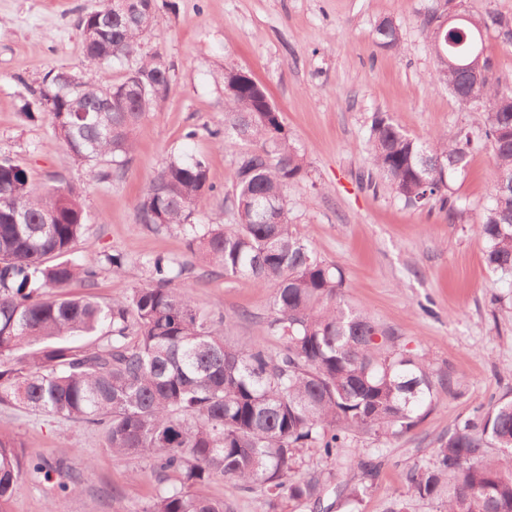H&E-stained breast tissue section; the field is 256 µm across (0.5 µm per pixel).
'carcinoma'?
Listing matches in <instances>:
<instances>
[{
    "label": "carcinoma",
    "mask_w": 512,
    "mask_h": 512,
    "mask_svg": "<svg viewBox=\"0 0 512 512\" xmlns=\"http://www.w3.org/2000/svg\"><path fill=\"white\" fill-rule=\"evenodd\" d=\"M156 0H112L79 18L84 67L74 90L48 71L27 89L25 119L43 115L72 154L87 162L112 157L122 170L134 151L132 133L164 100L170 75L157 54H141ZM439 7L421 25L435 57L468 51L463 34L512 29L495 11L470 15L465 33H437ZM377 45L399 47L393 22L376 28ZM133 60L118 82L96 78L101 66ZM477 89L452 67L434 79L467 110L485 115L474 140L407 135L386 113L372 117L370 151L378 175L413 207L431 203L451 223L468 209L451 187L470 154L489 149L494 168L490 205L475 224L486 262L512 278V88L494 78L490 56ZM137 82L139 96L126 87ZM108 97L110 112H81ZM266 89L224 70V135L243 146L236 161L232 226L196 224L193 216L213 190L206 162L171 158L151 179L136 208L143 224L183 234L192 258L228 279L248 278L273 289L269 331L282 341L272 355L224 337V321L197 307L176 282L188 267L163 257L147 261L150 279L110 303L72 296L91 288L96 260L71 258L86 216L72 188L41 189L9 158H0V407L102 431L113 456H140L170 482L142 512H227L203 491L214 477L239 489L263 490L270 505L318 504L332 472L295 474L298 449L339 457L357 432L394 438L412 431L435 401V373L400 347L343 294L341 270L318 257L288 216V187L308 174L305 152L285 130L280 112H267ZM24 445L0 436V509L27 479L51 474L70 490L65 466L30 459ZM512 399L501 398L458 419L432 458L410 469L390 512H407L406 497L435 502L441 512H512ZM367 487L336 484V495L359 503Z\"/></svg>",
    "instance_id": "carcinoma-1"
}]
</instances>
